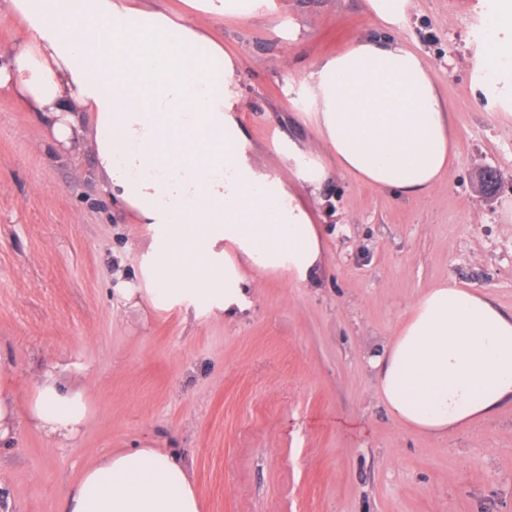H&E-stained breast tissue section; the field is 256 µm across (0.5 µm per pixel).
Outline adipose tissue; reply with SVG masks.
I'll list each match as a JSON object with an SVG mask.
<instances>
[{
    "mask_svg": "<svg viewBox=\"0 0 512 512\" xmlns=\"http://www.w3.org/2000/svg\"><path fill=\"white\" fill-rule=\"evenodd\" d=\"M191 15L151 0H5L27 34L0 55V96L39 127L43 148L86 146L101 190L150 234L139 287L116 308L205 302L233 320L270 274L310 285L324 245L305 202L329 176L326 158L377 190L426 196L455 147L434 71L396 38L410 0H368L390 38H366L306 76L323 152L275 143L291 178L259 166L237 114L238 60L211 30L273 0H185ZM392 417L433 435L512 402V314L443 282L412 305L373 362ZM32 425L77 438L86 391L45 370L26 405ZM66 512H199L189 468L158 448L114 451L86 468Z\"/></svg>",
    "mask_w": 512,
    "mask_h": 512,
    "instance_id": "ef3b65f1",
    "label": "adipose tissue"
}]
</instances>
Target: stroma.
<instances>
[{"instance_id":"obj_1","label":"stroma","mask_w":512,"mask_h":512,"mask_svg":"<svg viewBox=\"0 0 512 512\" xmlns=\"http://www.w3.org/2000/svg\"><path fill=\"white\" fill-rule=\"evenodd\" d=\"M488 8L512 36L499 0H412L396 32L434 69L451 116L442 185L414 199L331 170L317 285L259 279L234 321L146 302L115 311L116 288L137 281L145 226L101 191L89 154L42 149L40 129L0 99V374L17 406L0 445V512H65L82 472L127 448L187 464L200 512H512V404L420 433L391 416L371 364L441 282L512 313V102L478 77ZM214 32L239 59L256 159L284 175L274 139L320 148L296 104L307 73L383 30L367 0H275ZM487 169L500 177L491 192ZM49 368L87 386L92 415L77 439L26 423Z\"/></svg>"}]
</instances>
